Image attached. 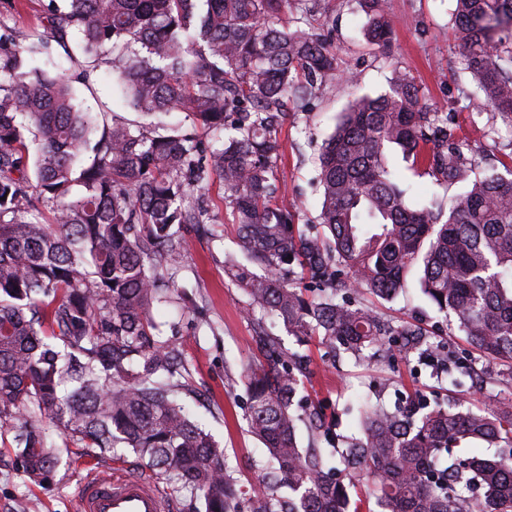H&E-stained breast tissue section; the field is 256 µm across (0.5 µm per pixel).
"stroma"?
<instances>
[{
    "instance_id": "stroma-1",
    "label": "stroma",
    "mask_w": 512,
    "mask_h": 512,
    "mask_svg": "<svg viewBox=\"0 0 512 512\" xmlns=\"http://www.w3.org/2000/svg\"><path fill=\"white\" fill-rule=\"evenodd\" d=\"M387 2L394 32L383 50L363 40L360 27L365 17L356 0H321L314 22L332 27L336 50L344 67L358 73L362 92L385 91L394 67L410 70L426 102L459 126L460 137L473 149L482 170H500L512 154V129L481 99L467 104L460 98L458 84L470 87L474 81L470 75L455 73L461 40L453 25L454 0ZM50 8L51 0H0V18L7 21L9 37L20 42ZM53 58L67 76L90 71V84L78 87L85 106L110 119L140 122V115L113 95L105 68L83 57L68 60L58 45ZM350 98V88H327L317 93L306 110L288 112L280 133L283 155L275 175L283 190L280 202L295 212L297 223L312 224L317 219L320 192L314 157ZM207 199L215 221L182 226L189 251L153 314L161 340L176 345L184 359L187 374L179 396L193 418L223 447L226 470L243 492L241 510L251 512L250 490L258 481L266 451L248 428L245 376L262 356L253 339L254 327L242 313L245 293L225 268L226 260L239 257L240 252L236 227L224 220L219 184L210 186ZM361 301L393 326L422 327L431 341L439 343L441 361L431 364L395 350L369 351L358 361L314 340L298 346L281 324L269 323V332L285 348L301 350L307 357L294 405L301 449L317 443L308 419L311 411L319 412L327 434L319 443L330 449L355 432L354 409L365 398L392 406L416 392L431 405L460 402L488 411L512 401V378L466 344L454 317L439 313L417 284L390 300L365 295ZM460 363L472 367L474 376L455 388L445 370ZM93 464L124 473L150 472L145 461L129 450L117 459L108 452L93 459L86 449L71 447L61 453L59 464L45 479L33 482L19 470L13 449L1 439L0 512H76L75 490Z\"/></svg>"
}]
</instances>
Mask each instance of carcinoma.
I'll return each mask as SVG.
<instances>
[{
  "mask_svg": "<svg viewBox=\"0 0 512 512\" xmlns=\"http://www.w3.org/2000/svg\"><path fill=\"white\" fill-rule=\"evenodd\" d=\"M64 2L27 44L0 38V428L27 477L43 479L62 446L130 449L202 497L204 512H239L224 449L178 400L185 366L152 317L188 252L174 225L211 221L216 177L243 257L228 266L267 361L246 381L249 429L268 457L253 512H512V404L362 402L359 436L336 450L343 469L331 475L323 450L303 453L296 440L304 356L265 331L270 317L300 342L356 357L399 336L404 354L432 357L438 345L420 330L392 328L352 300L392 299L415 278L512 375V166L481 171L448 113L400 69L387 91L356 96L323 141L319 226L301 227L274 175L284 103L302 110L317 90L357 84L328 37L301 28L317 0ZM358 4L365 42L386 47V0ZM453 16L460 71L512 125V0H455ZM72 36L150 122L101 124L71 80L34 65ZM166 112L208 131L209 146L151 122ZM396 149L459 190L410 202ZM478 442L497 455L478 456ZM363 475L371 485L353 501Z\"/></svg>",
  "mask_w": 512,
  "mask_h": 512,
  "instance_id": "carcinoma-1",
  "label": "carcinoma"
}]
</instances>
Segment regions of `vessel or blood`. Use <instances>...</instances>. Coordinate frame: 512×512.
<instances>
[{"label": "vessel or blood", "mask_w": 512, "mask_h": 512, "mask_svg": "<svg viewBox=\"0 0 512 512\" xmlns=\"http://www.w3.org/2000/svg\"><path fill=\"white\" fill-rule=\"evenodd\" d=\"M75 504L77 512H169L156 481L101 467L78 487Z\"/></svg>", "instance_id": "b4317fda"}]
</instances>
